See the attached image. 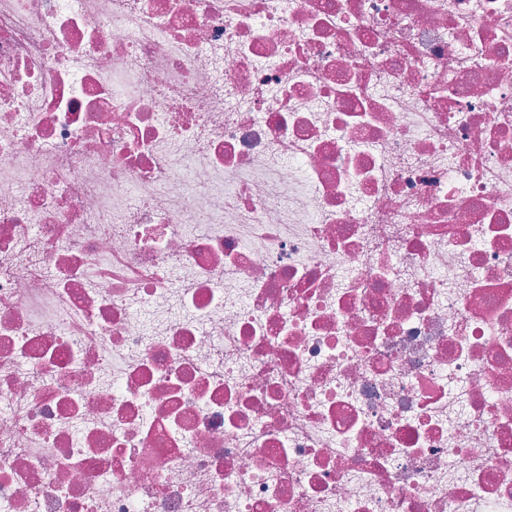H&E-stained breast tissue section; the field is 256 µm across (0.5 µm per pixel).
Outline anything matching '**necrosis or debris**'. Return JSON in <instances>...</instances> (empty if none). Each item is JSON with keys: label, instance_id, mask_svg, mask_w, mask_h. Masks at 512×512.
<instances>
[{"label": "necrosis or debris", "instance_id": "necrosis-or-debris-1", "mask_svg": "<svg viewBox=\"0 0 512 512\" xmlns=\"http://www.w3.org/2000/svg\"><path fill=\"white\" fill-rule=\"evenodd\" d=\"M0 512H512V0H0Z\"/></svg>", "mask_w": 512, "mask_h": 512}]
</instances>
